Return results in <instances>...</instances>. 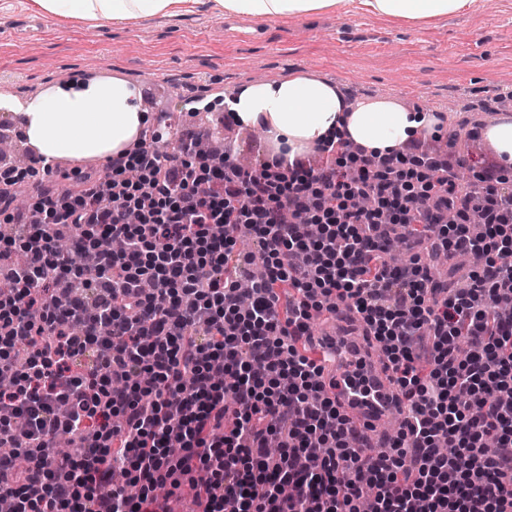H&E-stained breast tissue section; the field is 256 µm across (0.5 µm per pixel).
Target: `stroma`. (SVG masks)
I'll list each match as a JSON object with an SVG mask.
<instances>
[{
  "mask_svg": "<svg viewBox=\"0 0 512 512\" xmlns=\"http://www.w3.org/2000/svg\"><path fill=\"white\" fill-rule=\"evenodd\" d=\"M304 76L346 98L391 100L440 113L457 132L434 133L453 170L476 174L496 163L483 139H468L499 115L496 91L512 88V0H477L468 12L429 27L334 12L285 21L224 18L199 5L180 18L130 25L0 14V93L27 101L63 82L119 78L141 98L147 131L168 121L173 99H203L198 137L221 132L233 157L274 153V145L227 116L224 100L262 80ZM472 149H464L465 141Z\"/></svg>",
  "mask_w": 512,
  "mask_h": 512,
  "instance_id": "stroma-1",
  "label": "stroma"
}]
</instances>
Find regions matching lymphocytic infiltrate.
I'll use <instances>...</instances> for the list:
<instances>
[{"mask_svg": "<svg viewBox=\"0 0 512 512\" xmlns=\"http://www.w3.org/2000/svg\"><path fill=\"white\" fill-rule=\"evenodd\" d=\"M111 162L112 183L31 194L42 223L0 238V496L13 512H166L157 488L192 482L203 512H512V187L497 171L461 189L444 158L337 156L319 168L216 164L182 140ZM432 205H415L416 188ZM376 208H352L355 197ZM457 222L445 224L447 212ZM479 215L483 234L469 228ZM416 246L486 255L466 288L385 260L395 224ZM266 271L241 307L234 239ZM94 231L100 279L73 274ZM127 241L112 251L107 239ZM28 256L10 264L13 249ZM344 313L384 350L406 414L366 454L324 391L313 319ZM466 341L469 355L455 350ZM76 452L56 448L59 434ZM281 450L269 454V437Z\"/></svg>", "mask_w": 512, "mask_h": 512, "instance_id": "lymphocytic-infiltrate-1", "label": "lymphocytic infiltrate"}]
</instances>
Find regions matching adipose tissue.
Wrapping results in <instances>:
<instances>
[{
    "label": "adipose tissue",
    "mask_w": 512,
    "mask_h": 512,
    "mask_svg": "<svg viewBox=\"0 0 512 512\" xmlns=\"http://www.w3.org/2000/svg\"><path fill=\"white\" fill-rule=\"evenodd\" d=\"M213 14L251 19H285L344 8L396 24L429 25L471 8L473 0H210ZM199 0H0V11L24 6L57 20L131 23L151 17L181 18ZM25 117L31 147L45 163L61 158L100 161L124 153L136 141L145 114L137 89L122 80L92 81L52 89L35 100L15 103ZM245 125H264L285 163L310 149L349 141L386 154L434 132L429 110H408L376 100L346 106L337 89L312 79L291 78L247 85L229 102Z\"/></svg>",
    "instance_id": "ef3b65f1"
}]
</instances>
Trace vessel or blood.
<instances>
[{
  "instance_id": "1",
  "label": "vessel or blood",
  "mask_w": 512,
  "mask_h": 512,
  "mask_svg": "<svg viewBox=\"0 0 512 512\" xmlns=\"http://www.w3.org/2000/svg\"><path fill=\"white\" fill-rule=\"evenodd\" d=\"M318 341L336 349V361L326 369L325 381L340 416L366 444L383 441L389 422L399 417L403 408L383 359L367 342L332 331Z\"/></svg>"
}]
</instances>
